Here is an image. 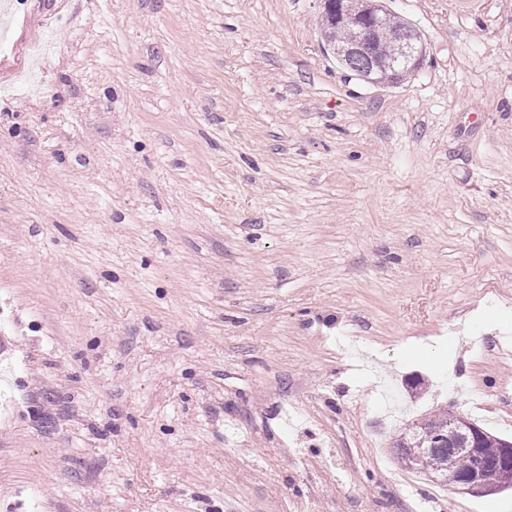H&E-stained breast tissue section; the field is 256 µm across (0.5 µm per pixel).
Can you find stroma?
Wrapping results in <instances>:
<instances>
[{
    "label": "stroma",
    "mask_w": 512,
    "mask_h": 512,
    "mask_svg": "<svg viewBox=\"0 0 512 512\" xmlns=\"http://www.w3.org/2000/svg\"><path fill=\"white\" fill-rule=\"evenodd\" d=\"M15 0L0 44V512H423L391 441L512 439V0ZM322 13L326 14L330 20L343 22L357 31V38L347 47L340 50L339 53L346 57L364 55L369 58V74L384 71H390L393 77H396L400 68L411 66L420 68L426 56V50L423 45H418L408 30H398L394 34V39L401 48V55L393 61L380 59L371 52V47L378 34L379 27L382 25L384 17L381 6L378 2L369 4L364 9L357 8L353 0H320ZM323 14L321 15L324 37L334 44V46H344L355 37V31L346 26H336L333 23H327Z\"/></svg>",
    "instance_id": "stroma-1"
}]
</instances>
